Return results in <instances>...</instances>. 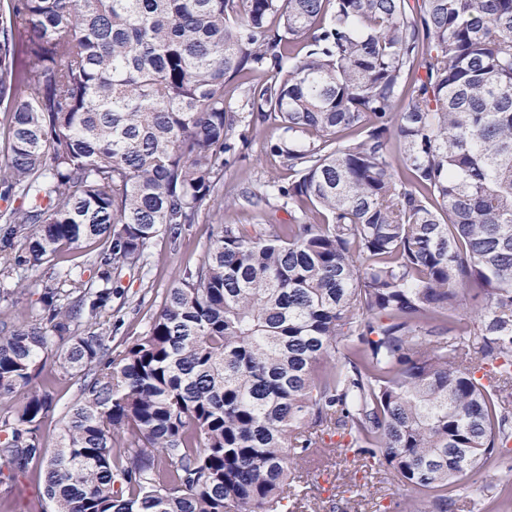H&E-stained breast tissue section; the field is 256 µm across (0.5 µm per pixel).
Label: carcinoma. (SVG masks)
Returning a JSON list of instances; mask_svg holds the SVG:
<instances>
[{
  "instance_id": "cac0c4a2",
  "label": "carcinoma",
  "mask_w": 512,
  "mask_h": 512,
  "mask_svg": "<svg viewBox=\"0 0 512 512\" xmlns=\"http://www.w3.org/2000/svg\"><path fill=\"white\" fill-rule=\"evenodd\" d=\"M240 123L283 130L291 222L218 225L113 351L112 282L215 204ZM0 135V275L46 267L39 323L0 310V476L43 455L65 340L53 512L299 510L327 436L448 512L512 443V0H3ZM87 252L89 251L70 250L65 252V259L58 264L56 267L57 270L66 272L68 268H73L74 273H81V277L84 281L93 278L95 274L92 261L95 253L86 254ZM77 379V376L64 375L53 363L47 365L38 379L39 386L45 388L53 399V410L40 429L43 446L48 451L56 447L62 417L77 395Z\"/></svg>"
}]
</instances>
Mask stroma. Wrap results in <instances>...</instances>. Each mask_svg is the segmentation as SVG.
<instances>
[{
  "mask_svg": "<svg viewBox=\"0 0 512 512\" xmlns=\"http://www.w3.org/2000/svg\"><path fill=\"white\" fill-rule=\"evenodd\" d=\"M280 135V130L272 126L251 132L248 143L239 148L220 174L217 193L226 198V205L203 211L195 224L185 227L178 241H171L164 234L154 238L147 249L146 268L122 273L119 281L122 295L114 299L112 311L101 317L102 323L112 328L114 350H122L133 336L146 329L175 276L202 260L213 227L236 224L251 232L260 224L287 223L288 209L281 199L271 196L257 207L248 206L241 199L243 191H264L270 180L288 181V170L282 159L266 150L268 142ZM43 276V269L23 267L0 279V289L15 287L20 282L25 284L18 306L32 322L36 321L40 308ZM42 376L41 386L53 399V410L40 429L43 446L50 450L57 444L62 417L77 395V379L63 374L53 364L43 370ZM297 468L306 492L305 512H372V502L376 499L387 512H400L401 505L411 499L416 500L420 512L434 510L430 499H415L409 488L390 477L375 483V497L344 493V484L362 481L364 473L351 459L336 453L298 461ZM511 470L512 452L489 466L461 475L452 493L451 512H490L488 505ZM40 482L39 469L35 466L15 479L0 480V512H45L49 503L41 496Z\"/></svg>",
  "mask_w": 512,
  "mask_h": 512,
  "instance_id": "obj_1",
  "label": "stroma"
}]
</instances>
